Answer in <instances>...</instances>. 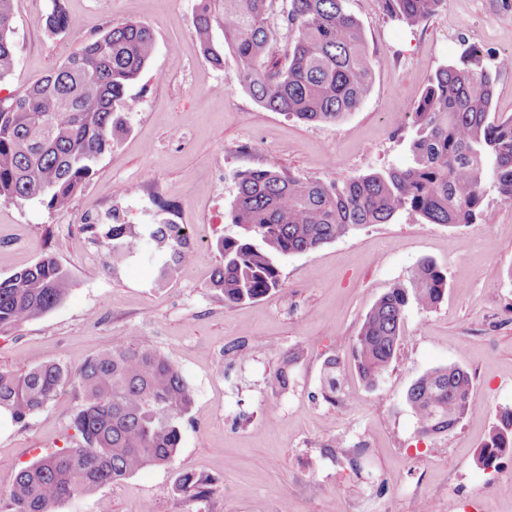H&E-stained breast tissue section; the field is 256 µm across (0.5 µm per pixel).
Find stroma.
Segmentation results:
<instances>
[{
  "instance_id": "35a3bbf8",
  "label": "stroma",
  "mask_w": 512,
  "mask_h": 512,
  "mask_svg": "<svg viewBox=\"0 0 512 512\" xmlns=\"http://www.w3.org/2000/svg\"><path fill=\"white\" fill-rule=\"evenodd\" d=\"M57 0H14L16 63L0 96L64 63L75 49L43 25ZM85 38L120 22L149 24L156 50L127 90L132 106L112 150L69 211L39 201L0 203V277L52 252L74 281L44 317L0 336V370L50 360L68 367L137 336L182 370L195 395L174 465L148 468L59 512H512V455L498 469L476 458L501 408L512 407V203L487 191L482 220L451 227L400 212L315 252L280 261L281 286L234 307L210 285L216 239L231 233L235 174L278 162L303 179L343 182L409 163V112L438 66L462 42L488 64L512 54V8L501 0H445L417 27L392 21L382 0H344L363 27L374 63L360 108L333 122L303 123L258 104L225 54L216 67L192 26L196 0H58ZM188 225L194 259L157 285L147 250L113 263L82 228L84 218ZM447 275L432 311L408 306L402 344L375 389L347 363L373 303L408 283L421 260ZM343 362L338 404L321 395L328 359ZM456 364L472 379L476 411L450 433L420 436L407 403L426 371ZM287 368L279 388L275 373ZM78 407L72 387L27 424L0 431V512L20 468L63 447ZM190 472L211 481L200 503L174 490Z\"/></svg>"
}]
</instances>
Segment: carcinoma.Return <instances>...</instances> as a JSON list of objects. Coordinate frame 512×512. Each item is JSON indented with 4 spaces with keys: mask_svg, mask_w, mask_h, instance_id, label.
<instances>
[{
    "mask_svg": "<svg viewBox=\"0 0 512 512\" xmlns=\"http://www.w3.org/2000/svg\"><path fill=\"white\" fill-rule=\"evenodd\" d=\"M14 0H0V80L15 66ZM387 16L415 27L444 0H382ZM192 25L204 57L216 66L224 54L211 39L224 31V47L237 60L236 79L263 107L306 123L335 121L364 102L373 63L363 28L343 0H197ZM50 34L71 35L76 47L49 75L0 96V202L39 200L52 212L70 208L76 193L112 150L127 106L126 90L155 51L152 28L126 21L87 41L79 20L59 0L44 20ZM502 62L491 68L464 41L458 57L441 65L415 104L412 162L325 184L299 178L270 161L236 175L229 212L234 233L219 237L212 288L234 306L280 286L279 260L312 253L364 225L387 224L401 211L429 224H476L486 189L512 203V119L490 118ZM105 239L118 262L149 241L164 258L159 280L176 279L194 250L183 224H84ZM447 275L421 261L409 284H397L366 313L349 353L364 386L373 389L402 341L409 301L432 311L447 291ZM72 289L68 271L50 253L31 267L0 278V334L38 319L64 302ZM70 385L79 400L74 440L23 468L9 491L10 512H57L80 495L138 472L174 463L195 396L179 367L132 336L100 351L72 371L56 360L21 374L0 371V409L25 423ZM342 391L340 362L325 363L322 396L336 404ZM406 400L418 433L455 429L472 412V381L459 365L418 377ZM512 453V408H504L479 452L484 467ZM177 494L190 502L210 494L209 481L181 474Z\"/></svg>",
    "mask_w": 512,
    "mask_h": 512,
    "instance_id": "carcinoma-1",
    "label": "carcinoma"
}]
</instances>
